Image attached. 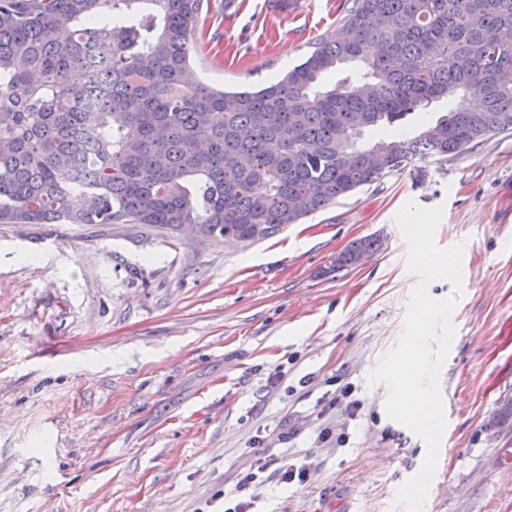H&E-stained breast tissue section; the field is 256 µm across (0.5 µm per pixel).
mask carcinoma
Returning a JSON list of instances; mask_svg holds the SVG:
<instances>
[{
  "label": "carcinoma",
  "mask_w": 512,
  "mask_h": 512,
  "mask_svg": "<svg viewBox=\"0 0 512 512\" xmlns=\"http://www.w3.org/2000/svg\"><path fill=\"white\" fill-rule=\"evenodd\" d=\"M201 6L0 0V224H194L253 243L410 155L512 131V0H352L281 80L237 92L190 64ZM91 46L108 84L97 109L83 102ZM444 97L448 112L411 135ZM379 246L356 240L332 269Z\"/></svg>",
  "instance_id": "cac0c4a2"
}]
</instances>
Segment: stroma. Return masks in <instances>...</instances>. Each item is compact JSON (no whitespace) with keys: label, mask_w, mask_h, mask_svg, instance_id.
<instances>
[{"label":"stroma","mask_w":512,"mask_h":512,"mask_svg":"<svg viewBox=\"0 0 512 512\" xmlns=\"http://www.w3.org/2000/svg\"><path fill=\"white\" fill-rule=\"evenodd\" d=\"M204 0L192 61L230 91L282 78L345 0ZM442 207L462 296L438 388L450 397L424 512H512V133L431 157L254 244L195 227L0 224V512H404L426 446L370 374L420 279L396 220ZM377 236L365 261L337 253ZM350 397H343L344 387ZM305 484L241 490L255 457ZM380 245V240L373 237L356 240L346 249L336 255V258L333 261L332 269L340 271L354 267L358 264L359 258L360 263L363 258L368 255L363 253L373 252L377 250Z\"/></svg>","instance_id":"stroma-1"}]
</instances>
